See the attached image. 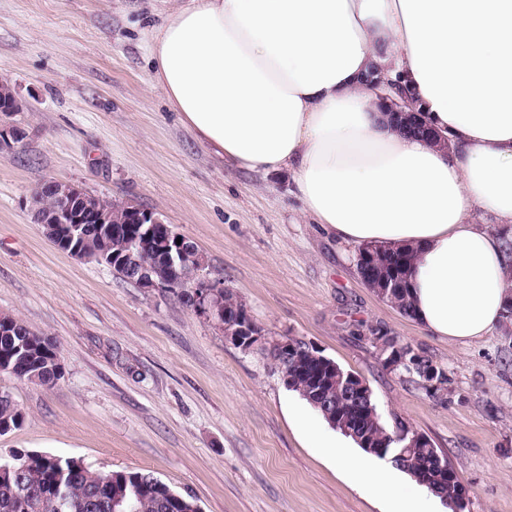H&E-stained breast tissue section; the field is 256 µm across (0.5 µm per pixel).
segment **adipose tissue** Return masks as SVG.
Listing matches in <instances>:
<instances>
[{"mask_svg": "<svg viewBox=\"0 0 512 512\" xmlns=\"http://www.w3.org/2000/svg\"><path fill=\"white\" fill-rule=\"evenodd\" d=\"M151 37L152 82L225 164L287 171L314 223L353 244L411 248L416 322L468 343L512 300V0H181ZM407 80L444 142L399 132L361 84ZM331 459L389 512L432 492L334 444Z\"/></svg>", "mask_w": 512, "mask_h": 512, "instance_id": "ef3b65f1", "label": "adipose tissue"}]
</instances>
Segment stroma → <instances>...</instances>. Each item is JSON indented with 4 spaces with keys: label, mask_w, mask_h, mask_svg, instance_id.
Returning <instances> with one entry per match:
<instances>
[{
    "label": "stroma",
    "mask_w": 512,
    "mask_h": 512,
    "mask_svg": "<svg viewBox=\"0 0 512 512\" xmlns=\"http://www.w3.org/2000/svg\"><path fill=\"white\" fill-rule=\"evenodd\" d=\"M172 0H0V82L29 106L0 150V313L54 337L51 387L0 373L22 426L0 459L38 451L108 473L143 471L202 512H382L311 439L336 431L284 385L261 348L224 339L171 293L57 249L30 200L49 180L157 213L269 336L318 347L362 377L387 424L427 435L469 490L466 512H512V324L452 344L359 279L358 246L300 212L288 173L225 168L151 82L148 33ZM384 327L448 374L429 393L384 367Z\"/></svg>",
    "instance_id": "1"
}]
</instances>
